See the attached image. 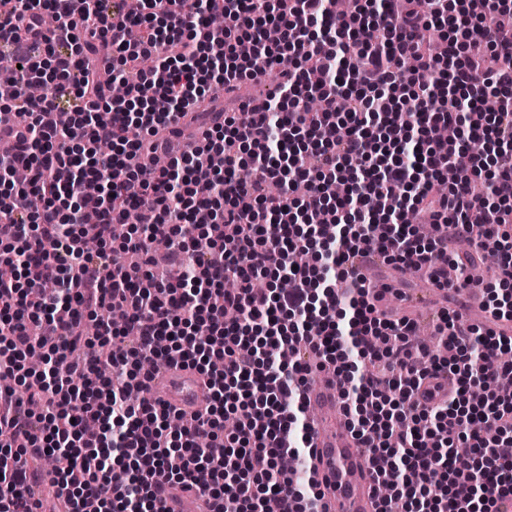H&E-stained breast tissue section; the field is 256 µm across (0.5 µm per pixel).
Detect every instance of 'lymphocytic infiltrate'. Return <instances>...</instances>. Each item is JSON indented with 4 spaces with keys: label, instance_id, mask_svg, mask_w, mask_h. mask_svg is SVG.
<instances>
[{
    "label": "lymphocytic infiltrate",
    "instance_id": "lymphocytic-infiltrate-1",
    "mask_svg": "<svg viewBox=\"0 0 512 512\" xmlns=\"http://www.w3.org/2000/svg\"><path fill=\"white\" fill-rule=\"evenodd\" d=\"M0 0V48L13 69L0 110L23 112L24 154L0 157V252L18 256L0 280V512H148L202 490L201 512H324L314 484L280 467L303 461L304 414L315 370L333 369L348 429L384 493L406 512H501L512 500V336L458 325L438 333L455 362L392 320L357 268L377 253L395 269L425 270L458 292L442 259L449 236L494 256L503 288L496 318L512 322V0H222L227 23L207 24V0ZM447 31L446 56L428 34ZM293 56L275 100L259 110L203 112L210 83L232 93ZM127 88L106 94L101 70ZM43 97L27 96L30 83ZM498 90L493 112L482 107ZM320 109H306L309 97ZM202 123L195 149L154 160L172 123ZM457 130L438 140L435 126ZM472 140L487 151L470 179L434 185ZM44 198L42 212L29 206ZM138 228L113 246L128 211ZM430 225L424 238L405 211ZM98 218L86 250L80 222ZM199 242L185 247L188 225ZM319 267H295L300 251ZM268 275L271 288L254 292ZM293 286L281 291L278 283ZM97 351L81 326L102 308ZM149 359L192 368L210 403L195 426L144 397ZM446 372L453 393L431 380ZM238 427L225 432L224 416ZM465 441L468 454L454 452ZM48 455L64 467L41 476Z\"/></svg>",
    "mask_w": 512,
    "mask_h": 512
}]
</instances>
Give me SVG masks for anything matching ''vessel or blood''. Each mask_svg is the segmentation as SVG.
<instances>
[{"label": "vessel or blood", "mask_w": 512, "mask_h": 512, "mask_svg": "<svg viewBox=\"0 0 512 512\" xmlns=\"http://www.w3.org/2000/svg\"><path fill=\"white\" fill-rule=\"evenodd\" d=\"M151 384L174 408L195 411L205 403L200 376L182 366H165L154 374ZM308 401L312 407L338 414L334 425L319 423L313 428L311 480L325 494L326 512H373L372 471L363 448L339 414L342 403L336 380L312 386Z\"/></svg>", "instance_id": "vessel-or-blood-1"}]
</instances>
